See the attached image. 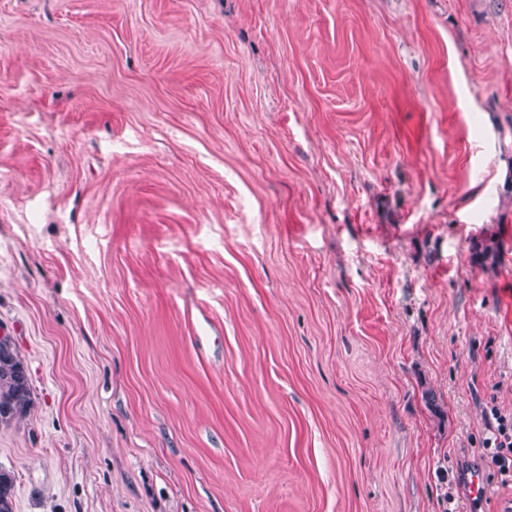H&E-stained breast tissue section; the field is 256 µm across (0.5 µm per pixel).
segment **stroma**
Segmentation results:
<instances>
[{"mask_svg": "<svg viewBox=\"0 0 512 512\" xmlns=\"http://www.w3.org/2000/svg\"><path fill=\"white\" fill-rule=\"evenodd\" d=\"M14 512H484L512 414V0H0ZM32 404V389L15 346H0V423L9 425L25 417ZM488 416L487 433L482 448L487 452L489 463L497 468L502 483L512 482V416L502 415L497 409Z\"/></svg>", "mask_w": 512, "mask_h": 512, "instance_id": "35a3bbf8", "label": "stroma"}]
</instances>
